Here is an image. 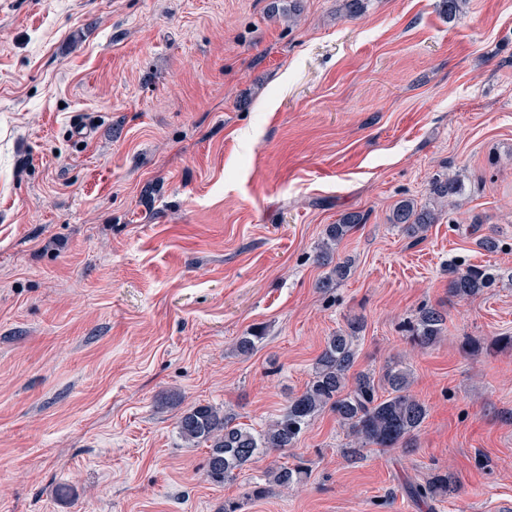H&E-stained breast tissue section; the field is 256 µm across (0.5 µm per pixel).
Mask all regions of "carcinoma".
Masks as SVG:
<instances>
[{
	"label": "carcinoma",
	"instance_id": "cac0c4a2",
	"mask_svg": "<svg viewBox=\"0 0 512 512\" xmlns=\"http://www.w3.org/2000/svg\"><path fill=\"white\" fill-rule=\"evenodd\" d=\"M460 191L461 184L455 179L436 180L430 188L433 199L443 203ZM363 220L362 214L350 212L338 223L327 226L316 261L331 266V269L318 282V288H330L351 274L354 259L346 257L334 263L330 253ZM438 220L434 209L420 206L412 199L400 201L390 216V223L412 238ZM447 272L448 293L460 301L481 296L501 279V275L486 266L457 261L448 262ZM446 321V313L441 309L420 308L407 322L410 345L422 350L436 346L447 331ZM364 324L363 316L353 315L347 319L345 327L328 337L303 391L288 398L280 414L260 431L236 422L232 415L211 405H194L181 413L176 427L183 442L189 448L200 445L208 448L205 472L210 482H231L261 456L295 447L312 419L326 410L336 415L337 421L352 437V443L344 451L350 462L361 459L362 449L368 445L377 448L415 446L417 433L427 417V407L410 392L411 369L396 364L385 368L380 375L371 371L351 373L357 357L356 341ZM263 340L261 329L255 327L238 338L236 352L250 356ZM381 390L387 396H379ZM305 478V467L300 464L290 466L285 462L248 483L243 498L260 500L276 487L287 488ZM457 489L456 476L441 472L424 484L408 485L406 493L416 500L428 502L451 496Z\"/></svg>",
	"mask_w": 512,
	"mask_h": 512
}]
</instances>
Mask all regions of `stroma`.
Segmentation results:
<instances>
[{
  "instance_id": "35a3bbf8",
  "label": "stroma",
  "mask_w": 512,
  "mask_h": 512,
  "mask_svg": "<svg viewBox=\"0 0 512 512\" xmlns=\"http://www.w3.org/2000/svg\"><path fill=\"white\" fill-rule=\"evenodd\" d=\"M343 4L0 0V512H220L274 460L214 484L180 413L262 428L354 314L355 370L413 373L416 448L347 463L323 412L286 456L309 478L242 512L512 505V0ZM447 177L462 191L423 238L390 223ZM353 211L334 255L354 269L318 289ZM451 260L503 277L457 302ZM425 305L448 330L419 351L404 324ZM446 470L455 495L406 494ZM364 216L357 212H350L342 216L337 224L328 225L326 228V237L323 239L319 252L316 255L317 263L321 265H331L330 253L334 251L349 234L357 229L359 224H363Z\"/></svg>"
}]
</instances>
